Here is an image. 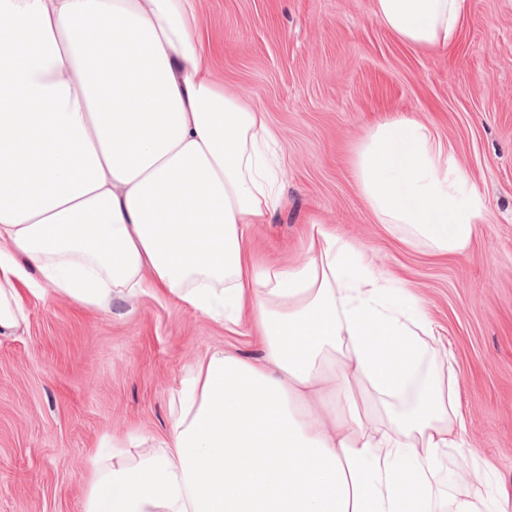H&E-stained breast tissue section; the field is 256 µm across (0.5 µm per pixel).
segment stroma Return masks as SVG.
I'll return each instance as SVG.
<instances>
[{"label": "stroma", "instance_id": "35a3bbf8", "mask_svg": "<svg viewBox=\"0 0 512 512\" xmlns=\"http://www.w3.org/2000/svg\"><path fill=\"white\" fill-rule=\"evenodd\" d=\"M371 3L193 0L215 81L265 112L281 158L287 203L251 225L252 244L264 261H302L315 218L413 292L460 391L465 448L448 465L477 449L512 498V0H466L447 51L401 43ZM392 114L431 124L483 200L461 256L391 236L358 192L355 147ZM22 298L25 321L0 334V512H83L95 458L164 436L198 359L260 354L161 291L107 310L52 289Z\"/></svg>", "mask_w": 512, "mask_h": 512}]
</instances>
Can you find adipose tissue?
<instances>
[{"mask_svg":"<svg viewBox=\"0 0 512 512\" xmlns=\"http://www.w3.org/2000/svg\"><path fill=\"white\" fill-rule=\"evenodd\" d=\"M464 9L372 0L419 48ZM198 29L191 0H0V334L22 285L98 309L162 288L261 350L196 362L166 436L95 462L84 512H507L489 470L444 469L465 422L420 302L317 221L302 262L255 259L249 225L283 205L274 136ZM352 166L377 223L434 255L485 221L427 123L375 122Z\"/></svg>","mask_w":512,"mask_h":512,"instance_id":"1","label":"adipose tissue"}]
</instances>
